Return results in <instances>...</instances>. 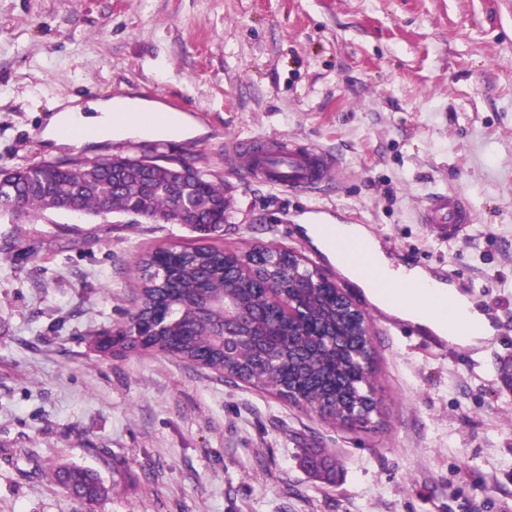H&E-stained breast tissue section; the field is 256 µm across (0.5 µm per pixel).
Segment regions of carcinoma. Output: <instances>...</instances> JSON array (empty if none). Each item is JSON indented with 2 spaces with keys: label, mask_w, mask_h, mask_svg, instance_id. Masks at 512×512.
I'll return each mask as SVG.
<instances>
[{
  "label": "carcinoma",
  "mask_w": 512,
  "mask_h": 512,
  "mask_svg": "<svg viewBox=\"0 0 512 512\" xmlns=\"http://www.w3.org/2000/svg\"><path fill=\"white\" fill-rule=\"evenodd\" d=\"M185 171L188 177L178 181L163 168H147L143 157L118 156L0 167V213H120L176 224L189 210L193 219L188 227L202 236L222 232L229 207L224 186L189 166ZM275 256L278 262L259 273L260 280L243 275L232 281L225 278V269L241 265L244 258L234 247L185 242L151 248L136 261L134 308L126 322L88 339H102L103 356L155 352L190 365L201 360L202 367L228 379L274 389L332 423L345 425L350 407L369 394L371 337L361 335L357 319L340 310L335 282L325 279L313 288H300L288 277L291 251L280 249ZM290 294L308 309L314 323L338 324L336 346L313 347V337L288 321L284 306ZM209 296L218 301L233 297L250 312L268 307L277 320L270 325L248 323L234 349L226 352L218 320L195 319L197 306ZM153 311L160 314L163 327L145 346L140 329ZM51 477L89 506L107 494L97 473L88 468L62 465Z\"/></svg>",
  "instance_id": "cac0c4a2"
}]
</instances>
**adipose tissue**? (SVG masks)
<instances>
[{
    "instance_id": "ef3b65f1",
    "label": "adipose tissue",
    "mask_w": 512,
    "mask_h": 512,
    "mask_svg": "<svg viewBox=\"0 0 512 512\" xmlns=\"http://www.w3.org/2000/svg\"><path fill=\"white\" fill-rule=\"evenodd\" d=\"M57 111L48 121L45 135L59 144L70 141L69 132L77 128L86 143H97L128 132L141 135L151 131L174 133L185 130L184 115L168 113L156 103L137 98L115 97L81 105L76 97L59 99ZM374 270H367L360 257L346 254L344 248L333 249V258L342 272L353 280L373 300L390 308L397 317L412 321L437 334L457 333L461 321H468L477 331L484 332L488 324L478 312L461 298L453 296L442 285L420 277L419 287L395 289L382 294L375 283V270H388L389 262L381 250H374ZM458 335L462 344L470 343L467 334Z\"/></svg>"
}]
</instances>
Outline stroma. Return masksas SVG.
Here are the masks:
<instances>
[{
    "label": "stroma",
    "mask_w": 512,
    "mask_h": 512,
    "mask_svg": "<svg viewBox=\"0 0 512 512\" xmlns=\"http://www.w3.org/2000/svg\"><path fill=\"white\" fill-rule=\"evenodd\" d=\"M176 100L195 134L130 136L127 156L222 181L215 240L288 248L364 310L376 410L331 425L309 407L147 353L101 358L84 335L132 309L149 247L181 224L46 211L0 218V512H85L50 477L94 470V512H512V0H0V166L95 160L45 139L51 108ZM275 136L330 151L337 183L292 193L228 171L224 143ZM437 191L475 222L440 239L418 220ZM356 224L391 263L465 282L492 333L463 346L391 315L307 234ZM336 458L330 480L305 454Z\"/></svg>",
    "instance_id": "obj_1"
}]
</instances>
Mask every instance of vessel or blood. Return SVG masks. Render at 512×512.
I'll use <instances>...</instances> for the list:
<instances>
[{
	"instance_id": "b4317fda",
	"label": "vessel or blood",
	"mask_w": 512,
	"mask_h": 512,
	"mask_svg": "<svg viewBox=\"0 0 512 512\" xmlns=\"http://www.w3.org/2000/svg\"><path fill=\"white\" fill-rule=\"evenodd\" d=\"M243 171L274 188L313 191L333 182L339 165L327 151L283 137L266 140L263 155L250 160ZM419 221L438 237L456 238L472 224L473 214L461 195L440 192L424 202Z\"/></svg>"
}]
</instances>
